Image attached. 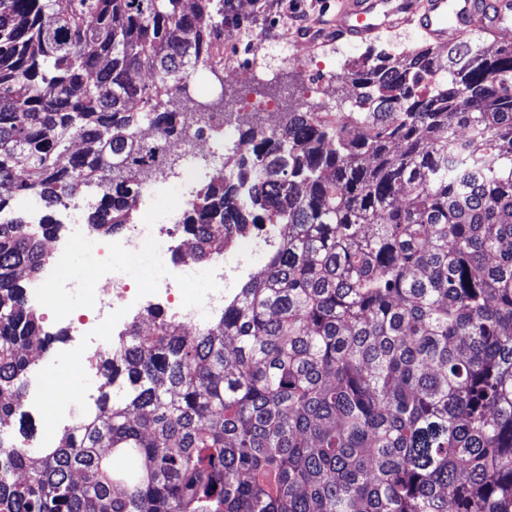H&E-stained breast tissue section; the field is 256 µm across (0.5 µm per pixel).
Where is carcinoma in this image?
Here are the masks:
<instances>
[{"label": "carcinoma", "instance_id": "obj_1", "mask_svg": "<svg viewBox=\"0 0 512 512\" xmlns=\"http://www.w3.org/2000/svg\"><path fill=\"white\" fill-rule=\"evenodd\" d=\"M227 7L0 0V211L90 189L92 230L130 223L159 150L140 127L185 133L162 97L215 72ZM343 80L334 112L239 130L250 156L186 212L197 262L279 225L263 272L192 338L148 309L54 448L0 438V512H512V43L383 52ZM55 229L0 222V421L48 342L17 272Z\"/></svg>", "mask_w": 512, "mask_h": 512}]
</instances>
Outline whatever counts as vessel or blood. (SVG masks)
Listing matches in <instances>:
<instances>
[{"mask_svg":"<svg viewBox=\"0 0 512 512\" xmlns=\"http://www.w3.org/2000/svg\"><path fill=\"white\" fill-rule=\"evenodd\" d=\"M333 23L356 42L414 24L432 44L442 45L472 31L496 38L512 29V0H342Z\"/></svg>","mask_w":512,"mask_h":512,"instance_id":"1","label":"vessel or blood"}]
</instances>
